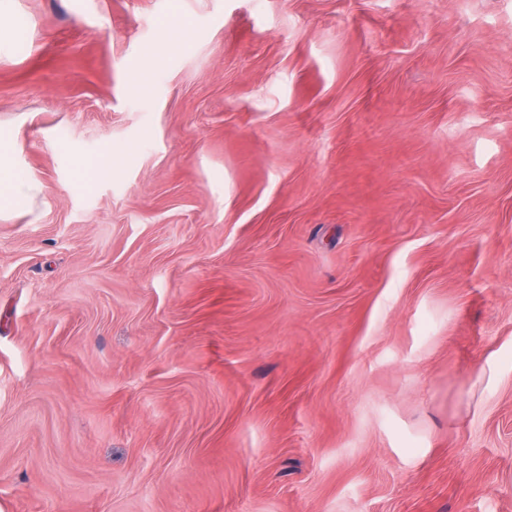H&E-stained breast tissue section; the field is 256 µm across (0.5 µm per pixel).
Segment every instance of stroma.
I'll use <instances>...</instances> for the list:
<instances>
[{"mask_svg": "<svg viewBox=\"0 0 512 512\" xmlns=\"http://www.w3.org/2000/svg\"><path fill=\"white\" fill-rule=\"evenodd\" d=\"M0 24V512H512V0ZM39 190V183L35 179L14 173L3 165L0 153L1 213L13 207L30 208Z\"/></svg>", "mask_w": 512, "mask_h": 512, "instance_id": "obj_1", "label": "stroma"}]
</instances>
